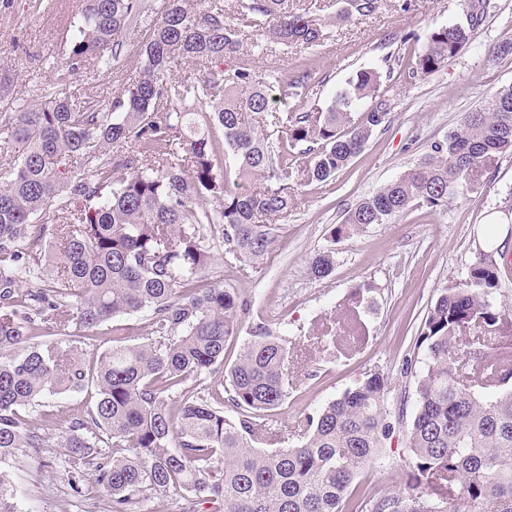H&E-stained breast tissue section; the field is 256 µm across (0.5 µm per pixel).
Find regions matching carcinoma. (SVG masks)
<instances>
[{"instance_id": "1", "label": "carcinoma", "mask_w": 512, "mask_h": 512, "mask_svg": "<svg viewBox=\"0 0 512 512\" xmlns=\"http://www.w3.org/2000/svg\"><path fill=\"white\" fill-rule=\"evenodd\" d=\"M187 2L168 0L148 24L143 68L106 105L72 95L70 81L89 68L115 69L146 4L81 0L53 66L55 91L0 112V131L11 138L0 139V153L12 156L0 166V512L20 509L9 464L43 447L54 422L20 410L90 384L95 403L61 447L74 464L94 462L113 512L170 492L191 501L189 512H512V338L457 343L471 327L506 319L496 300L501 268L489 255L428 311L426 357L404 369L415 378L412 415L405 395L373 372L306 417L299 446L266 450L253 446L257 421L287 395L288 339L261 329L224 369V345L238 333L245 304L203 275L213 259L209 236L239 263L263 262L277 228L268 220L295 207L300 187L332 180L388 122L383 84L396 71L411 80L441 68L497 9L495 0H473L466 23L432 29L415 60L389 57L383 69L356 72L328 103L324 80L306 67L256 69L242 52L246 34L219 0L199 11ZM381 3L345 0L333 23L368 17ZM238 13L263 25L254 47L264 54L317 46L326 35L327 21L300 0H238ZM182 62L204 71L177 77L173 67ZM368 98L375 105L354 116ZM506 155L512 85L349 209L331 237L387 224L413 206L444 210L455 190L478 185ZM333 269L330 250L310 265L319 279ZM28 280L37 286L23 287ZM141 311L149 312L145 322H123ZM107 322L103 349L90 362L51 339L70 330L88 339ZM467 365L484 384L462 383ZM203 374L222 380L205 389ZM226 400L238 419L224 416ZM398 427L406 429L413 485L445 484L446 496L354 493L355 477ZM104 436L112 455L102 457Z\"/></svg>"}]
</instances>
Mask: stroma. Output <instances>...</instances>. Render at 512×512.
<instances>
[{
	"instance_id": "obj_1",
	"label": "stroma",
	"mask_w": 512,
	"mask_h": 512,
	"mask_svg": "<svg viewBox=\"0 0 512 512\" xmlns=\"http://www.w3.org/2000/svg\"><path fill=\"white\" fill-rule=\"evenodd\" d=\"M497 3V12L444 67L407 82H390L386 126L332 181L300 189L296 208L279 221L263 265L255 269L217 255L206 269L209 278L223 281L247 303L238 334L225 347L226 365L235 363L257 326H268L288 340L292 383L267 422L273 435L286 437L289 444H296L295 431L305 416L366 373H382L392 389L413 394L414 379L404 374L403 365L424 358L426 348L417 338L442 288L463 281L479 254L512 255V223L500 211L512 193L510 156L480 188L457 192L445 210L417 207L349 238L330 235L348 209L414 167L432 142L444 139L469 112L489 108L497 89L512 85V57L490 59L496 45L512 37V0ZM80 9V0H0V111L15 99L40 101L54 77L45 60L59 53ZM468 11V0H412L406 10L399 0H383L374 15L329 27L318 47L280 48L255 56L254 64L285 71L307 64L324 77L322 97L327 100L358 70L379 68L390 54L410 53L402 42L405 34L426 37L433 28L465 22ZM142 62L138 52H129L117 73L80 74L70 90L111 100L122 79L137 74ZM328 249L335 257L333 272L315 278L310 263ZM355 297L361 300L365 335L352 338L340 330L335 347L325 348L323 323L342 320ZM87 404L82 392L49 396L44 406L23 408L26 416L47 410L56 416L44 447L13 468L24 512H112V500L96 485L92 469L84 470L78 494L64 474L69 456L61 440ZM409 473L404 437L398 434L379 460L361 471L356 484L370 494L398 492L406 488Z\"/></svg>"
}]
</instances>
